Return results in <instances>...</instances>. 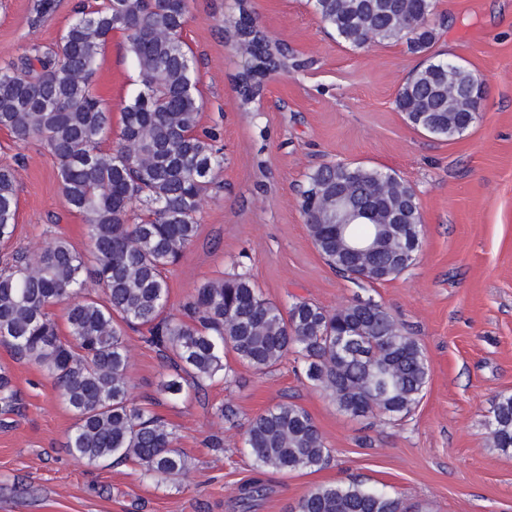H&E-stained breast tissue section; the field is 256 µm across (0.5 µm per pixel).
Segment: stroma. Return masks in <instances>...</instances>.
Listing matches in <instances>:
<instances>
[{
	"label": "stroma",
	"instance_id": "stroma-1",
	"mask_svg": "<svg viewBox=\"0 0 512 512\" xmlns=\"http://www.w3.org/2000/svg\"><path fill=\"white\" fill-rule=\"evenodd\" d=\"M0 0V65L31 45L55 46L80 0ZM258 23L288 43L304 65L274 76L262 101L244 109L234 81L239 56L224 37L234 0H189L183 39L204 107L200 125L219 128V192L198 215L199 230L168 274L169 312L201 283L244 272L263 296L307 300L333 311L353 300L382 303L422 348L430 368L423 396L397 421L353 417L288 357L259 373L234 355L229 382L159 391L166 373L144 329L126 331L138 401L172 424L187 468L172 481L138 466L78 462L67 449L75 415L38 365L0 344L21 411L0 424V512H241L240 486L253 477L243 426L281 402L306 409L331 450L318 470L270 473L251 512H285L318 484L364 481L402 498L407 512H512V453L494 448L491 405L512 394V0H437L445 30L434 49L479 76V116L463 136H427L395 106L423 58L406 44L352 50L328 34L306 0H252ZM112 108V130L141 85L124 37L114 33L92 78ZM360 163L393 170L411 185L423 216L415 264L377 284L340 276L322 258L300 209L306 174L319 165ZM17 171L19 210L12 245L39 252L63 234L79 252L87 226L64 201L57 163L35 138L0 128V165ZM238 411L221 422L220 405ZM224 440L223 451L211 446Z\"/></svg>",
	"mask_w": 512,
	"mask_h": 512
}]
</instances>
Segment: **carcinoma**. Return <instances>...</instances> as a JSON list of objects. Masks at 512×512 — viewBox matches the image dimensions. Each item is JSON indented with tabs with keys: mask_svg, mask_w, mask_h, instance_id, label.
Returning a JSON list of instances; mask_svg holds the SVG:
<instances>
[{
	"mask_svg": "<svg viewBox=\"0 0 512 512\" xmlns=\"http://www.w3.org/2000/svg\"><path fill=\"white\" fill-rule=\"evenodd\" d=\"M339 43L363 49L405 42L410 52L432 49L439 37L435 0H308ZM189 0H97L79 11L56 48H34L0 67V128L20 139L38 138L58 162L56 178L70 210L88 228L89 255L53 236L38 253L16 250L0 264V344L41 367L74 412L67 448L97 464L131 461L144 475L174 480L186 467L174 448L176 431L132 396L125 328L144 327L168 373L159 391L227 379L225 354L264 373L295 355L312 385L352 416L402 419L419 403L430 368L416 339L373 300H354L329 312L307 301L283 308L266 300L246 273L202 283L179 315L166 313L167 273L198 230L202 200L216 186L224 156L216 128L199 127L203 100L182 38ZM123 35L143 90L123 108L116 145L103 143L112 112L91 79L112 33ZM224 37L244 57L235 82L241 105L260 100L269 77L288 71V51L256 24L252 0H236L224 16ZM433 54L400 87L396 106L418 130L437 114L438 138L451 140L479 110V77L463 67L448 82ZM347 190L377 211L401 209L422 223L414 189L396 173L359 163H329L306 175L304 219ZM17 176L0 166V244L15 234ZM316 217V216H314ZM323 212L307 224L327 264L341 276L390 281L414 265L399 241H385L370 261L354 268L346 247L371 245L373 224L330 223ZM62 307L67 337L51 309ZM20 396L0 367V414L20 410ZM494 447L512 452V395L493 404L487 422ZM244 448L255 474L239 489L243 510L265 495L270 471L317 470L330 457L312 416L294 403L249 419ZM286 512H405L400 497L358 481L319 484Z\"/></svg>",
	"mask_w": 512,
	"mask_h": 512,
	"instance_id": "1",
	"label": "carcinoma"
}]
</instances>
